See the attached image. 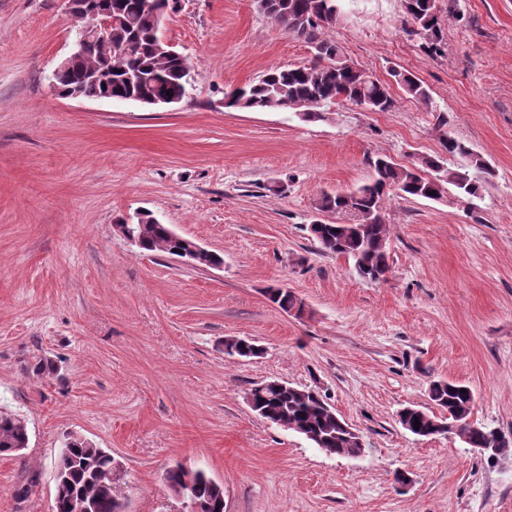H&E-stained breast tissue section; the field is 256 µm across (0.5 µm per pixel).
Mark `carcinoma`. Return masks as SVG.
<instances>
[{
	"label": "carcinoma",
	"mask_w": 512,
	"mask_h": 512,
	"mask_svg": "<svg viewBox=\"0 0 512 512\" xmlns=\"http://www.w3.org/2000/svg\"><path fill=\"white\" fill-rule=\"evenodd\" d=\"M103 10L123 20L113 28L112 42H90L85 51L69 66L54 74V89L64 96L79 91L87 97H105L112 101H135L154 97L169 102L182 100L190 84V65L182 55H170L157 48V33L152 10L170 5L172 0H96ZM341 0H271L270 15L283 30L303 40L313 53L307 63L276 66L256 82L233 91L230 107L263 111L288 109L306 116V121L327 119L325 107L339 99L363 105L372 112H389L395 98L387 84L373 78L337 46L325 32L342 16ZM404 12L411 21L410 32L436 47L440 39V22L436 0H403ZM136 71L138 78L130 79ZM94 72L97 80L87 74ZM393 81L404 92L427 108L432 107L429 87L414 74L394 69ZM444 154L420 156L411 164L400 166L386 158L373 161L374 178L343 195H324L320 210L352 211L354 224L316 223L311 235L323 254L341 255L353 262L357 274L365 279L389 273L390 252L385 221V197L396 190L404 197L439 200L452 186L468 203L484 198L493 170L483 158L464 142L448 137ZM136 239L135 247L143 252L175 255L182 242L172 235L167 224H158L148 214L129 225ZM268 300L285 311L298 298L286 288L270 287ZM229 356L251 357L260 353L259 346L247 338H236L225 345ZM24 369L38 376L50 377L57 366L48 358L35 357ZM466 392H461V389ZM254 412L268 423L306 437L317 448H330L336 454L350 456L356 452L346 438L343 420L322 397H315L303 387H282L270 380L253 387ZM429 397L441 412L450 417L441 420L425 411L417 415L413 408L401 410L409 425L408 432L417 436L441 435L438 424L454 421L457 412L472 411L474 395L465 385L453 381H435ZM419 428H414L415 422ZM464 443L471 448H493L496 439L491 429L472 425L465 428ZM29 430L24 416L0 411V456L19 457L28 447ZM114 459L86 438L69 434L55 459V474L62 479L55 491L54 512H74L73 504L84 499L92 512H123L112 494L115 476ZM195 500L205 504L208 512H224V499L204 470L195 473Z\"/></svg>",
	"instance_id": "cac0c4a2"
}]
</instances>
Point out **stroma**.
<instances>
[{
	"label": "stroma",
	"instance_id": "35a3bbf8",
	"mask_svg": "<svg viewBox=\"0 0 512 512\" xmlns=\"http://www.w3.org/2000/svg\"><path fill=\"white\" fill-rule=\"evenodd\" d=\"M436 4L438 54L407 31L402 0H343L327 33L381 81L413 73L432 107L391 84L392 111L340 101L307 122L225 105L268 68L312 58L255 0H178L162 33L192 82L170 107L58 96L53 73L75 38L65 0H0V407L30 438L22 457H0V512H52L69 433L121 462L124 512H179L165 480L179 462L223 484L224 512H512V463L398 421L430 407L431 382L453 380L472 390L477 423L512 435V0ZM448 135L495 171L477 207L452 189L391 193L381 283L317 251L323 194L368 183L376 158L440 152ZM142 210L223 266L114 233ZM271 286L304 313L273 305ZM230 336L261 355H225ZM34 356L57 373L27 374ZM274 379L326 396L362 455L257 416L245 394Z\"/></svg>",
	"mask_w": 512,
	"mask_h": 512
}]
</instances>
